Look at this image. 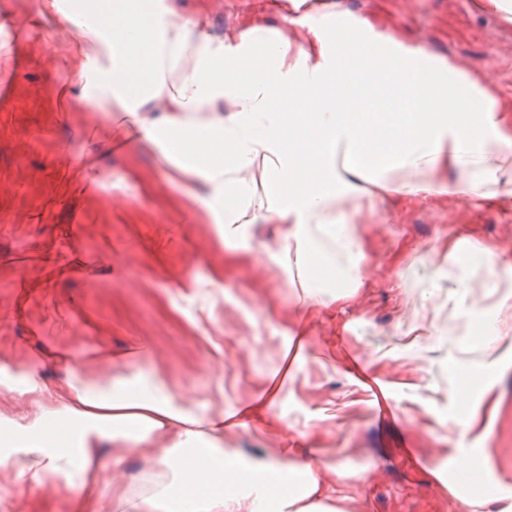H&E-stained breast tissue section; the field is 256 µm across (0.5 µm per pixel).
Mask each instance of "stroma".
<instances>
[{"label":"stroma","instance_id":"35a3bbf8","mask_svg":"<svg viewBox=\"0 0 512 512\" xmlns=\"http://www.w3.org/2000/svg\"><path fill=\"white\" fill-rule=\"evenodd\" d=\"M216 39L236 40L245 18L279 26L288 0H186ZM376 16L434 54L490 74L512 106V23L472 0H337ZM71 28L37 17L35 0H0V422L25 420L33 399L62 407L66 366L89 381H158L186 409L243 412L280 371L292 336L307 338L293 381L246 424L225 429L227 453L323 462L322 476L355 475L340 512H456L451 395L486 358L447 303L437 269L469 284L483 267L465 250L497 253L500 291L512 290V184L499 204L474 208L429 197L387 223L359 225L363 284L341 308L306 310L297 276L272 256L287 231L252 225L224 244L200 204L154 152L117 131L122 113L83 97L84 80L58 61ZM457 244L449 256V244ZM108 350L111 360L95 359ZM36 374L42 393L23 383ZM500 407L485 446L488 477L512 491V369L496 386ZM369 475H358L361 466ZM0 512H74L71 495H46L0 471Z\"/></svg>","mask_w":512,"mask_h":512}]
</instances>
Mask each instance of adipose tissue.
Here are the masks:
<instances>
[{
    "mask_svg": "<svg viewBox=\"0 0 512 512\" xmlns=\"http://www.w3.org/2000/svg\"><path fill=\"white\" fill-rule=\"evenodd\" d=\"M64 67L95 70L85 96L130 115L138 139L191 181L187 191L217 224L225 245L251 225L288 227L279 258L295 266L311 309L352 298L363 283L362 219L386 222L399 203L466 196L493 207L512 174V123L492 78L430 53L413 40L314 0L301 15L246 19L235 41L211 37L178 0L158 13L129 5L111 23L69 17ZM352 205L340 211V202ZM485 367L512 368V294L497 323L481 327ZM63 408L35 405L24 423L0 429V468L18 483L83 494L105 470L113 512H338L335 485L316 461L251 463L227 455L224 425L186 410L162 384L119 380L105 389L77 373L59 385ZM448 438L450 465L470 493L458 512H512V498L486 480L468 437L485 439L499 400L493 382L462 387ZM111 443L104 451L103 443ZM153 462L139 493L121 484L129 454Z\"/></svg>",
    "mask_w": 512,
    "mask_h": 512,
    "instance_id": "1",
    "label": "adipose tissue"
}]
</instances>
